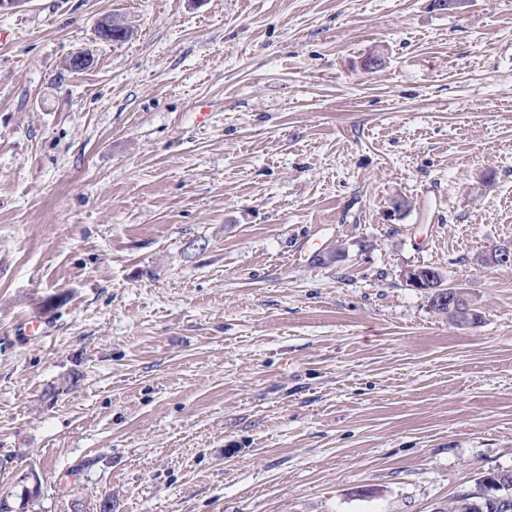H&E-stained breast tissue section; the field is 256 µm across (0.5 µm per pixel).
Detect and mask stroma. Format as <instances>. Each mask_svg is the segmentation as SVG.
<instances>
[{
  "instance_id": "35a3bbf8",
  "label": "stroma",
  "mask_w": 512,
  "mask_h": 512,
  "mask_svg": "<svg viewBox=\"0 0 512 512\" xmlns=\"http://www.w3.org/2000/svg\"><path fill=\"white\" fill-rule=\"evenodd\" d=\"M502 244L512 0L0 12V497L32 471L33 512H432L512 468ZM133 35L129 25L112 18V15L100 19L97 23V36L107 42H116ZM114 36V37H113ZM402 278L413 288H446L442 284H439L440 281L443 280V277L435 269L427 270L422 267L409 268L403 272ZM448 302L442 303L441 301H437L435 297L430 304V307L437 313L440 314H446L448 317H451L455 320H458L457 317L448 310V307L455 310L456 313L460 316V318L464 320L474 319L477 315L475 309L471 306L470 302L468 301L469 305L464 306V299L465 296L459 292L458 290H448ZM476 314V315H475Z\"/></svg>"
}]
</instances>
